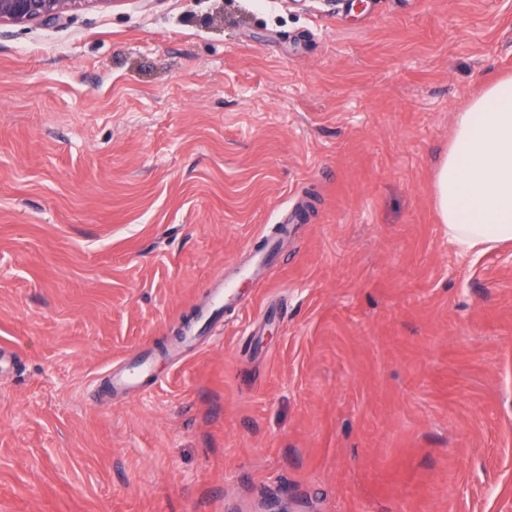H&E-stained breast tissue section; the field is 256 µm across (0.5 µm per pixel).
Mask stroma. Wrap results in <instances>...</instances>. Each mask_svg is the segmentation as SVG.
Instances as JSON below:
<instances>
[{"instance_id":"35a3bbf8","label":"stroma","mask_w":512,"mask_h":512,"mask_svg":"<svg viewBox=\"0 0 512 512\" xmlns=\"http://www.w3.org/2000/svg\"><path fill=\"white\" fill-rule=\"evenodd\" d=\"M504 73L512 0L1 24L0 512H512V244L461 253L432 197ZM283 214L252 300L170 361ZM146 347L156 383L109 393ZM224 280L219 279L209 288L207 301L198 307L195 316L184 325L181 332V343L188 347L198 345L208 335L214 321L224 314L225 295Z\"/></svg>"}]
</instances>
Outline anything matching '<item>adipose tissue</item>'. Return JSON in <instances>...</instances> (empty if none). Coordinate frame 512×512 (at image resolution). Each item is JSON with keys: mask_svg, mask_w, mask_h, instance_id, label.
Returning <instances> with one entry per match:
<instances>
[{"mask_svg": "<svg viewBox=\"0 0 512 512\" xmlns=\"http://www.w3.org/2000/svg\"><path fill=\"white\" fill-rule=\"evenodd\" d=\"M432 196L463 250L512 242V74L488 82L457 112Z\"/></svg>", "mask_w": 512, "mask_h": 512, "instance_id": "1", "label": "adipose tissue"}]
</instances>
